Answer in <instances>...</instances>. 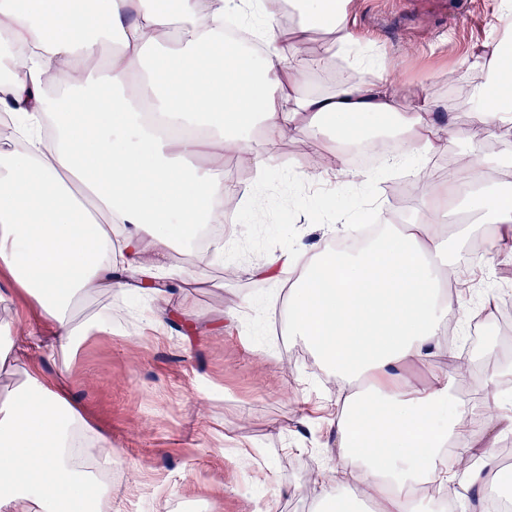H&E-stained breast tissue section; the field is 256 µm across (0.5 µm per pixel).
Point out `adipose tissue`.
Here are the masks:
<instances>
[{
    "label": "adipose tissue",
    "instance_id": "adipose-tissue-1",
    "mask_svg": "<svg viewBox=\"0 0 512 512\" xmlns=\"http://www.w3.org/2000/svg\"><path fill=\"white\" fill-rule=\"evenodd\" d=\"M304 26L326 25L333 48L353 47L344 0H290ZM281 0H0V66L27 54L0 92V110L22 98L30 112L0 147V272L41 322L21 335L0 331V371L26 378L0 404V512H96L109 485L81 469L85 447L111 453L112 442L54 385L43 364L74 355L89 334L111 331L99 317L75 322L92 290L134 293L147 280L149 323L166 327L178 295L164 280L177 241L193 240L231 199L249 220L265 198L224 173L232 151L258 174L289 132L329 133L332 149L360 143L367 126L392 121L413 165L422 217L388 225L356 251L314 248L288 290L289 338L312 347L337 378L372 374L376 382L345 400L329 451L344 474L381 498L384 512H415L414 494L432 486L446 498L485 507L497 448L484 446L462 470L445 461L465 419L496 415L502 394L480 405L455 400L434 381L415 386L405 367L447 354V319L466 314L445 288L456 275L457 246L437 225L450 198L488 224H512V192L484 185L486 171L512 168V149L471 153L465 168L437 178L421 165L450 124L397 109L392 76L363 77L330 94L299 93L297 45L267 33L257 56L223 38L227 14L273 18ZM78 73L58 83L62 70ZM464 108L487 129L512 117V37L500 40ZM259 124V142L241 138ZM213 152L209 165L198 162Z\"/></svg>",
    "mask_w": 512,
    "mask_h": 512
}]
</instances>
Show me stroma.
I'll return each mask as SVG.
<instances>
[{"instance_id": "stroma-1", "label": "stroma", "mask_w": 512, "mask_h": 512, "mask_svg": "<svg viewBox=\"0 0 512 512\" xmlns=\"http://www.w3.org/2000/svg\"><path fill=\"white\" fill-rule=\"evenodd\" d=\"M345 11L358 48L376 53L402 89V112L430 105L451 113L456 99L482 82L488 44L512 34V0H485L481 8L470 0L465 16L445 23L410 11L406 0H345ZM310 140L329 147L325 135L306 132L288 133L275 146L269 177L258 182L269 197L262 220L234 218L222 239L233 274L208 257L170 266V283L183 293L165 331L137 319L119 292L88 295L77 309L81 318L106 312L120 329L88 336L72 359L45 369L110 433L112 500L101 512H249L269 505L275 512H376L341 480L331 486L335 500L312 495L341 467L325 450L328 422L353 387L336 381L314 351L289 341L282 328L296 270L273 282L252 269L274 255L352 239L365 216L380 224L413 219L420 194L404 166L371 168L364 185L303 181L301 147ZM511 144L487 130L479 139L465 136L451 156L428 155L421 164L444 175L449 157L462 160L473 149L495 154ZM289 176L299 179L290 194L278 187ZM394 182L402 192L393 199L385 187ZM494 232L491 224L474 231L484 242L477 261H470L467 244L453 255L472 269L473 285L461 291L471 309L485 292L512 283V264L496 257ZM187 272L197 279L185 287ZM235 308L238 319L226 320ZM242 450L249 461H239Z\"/></svg>"}]
</instances>
